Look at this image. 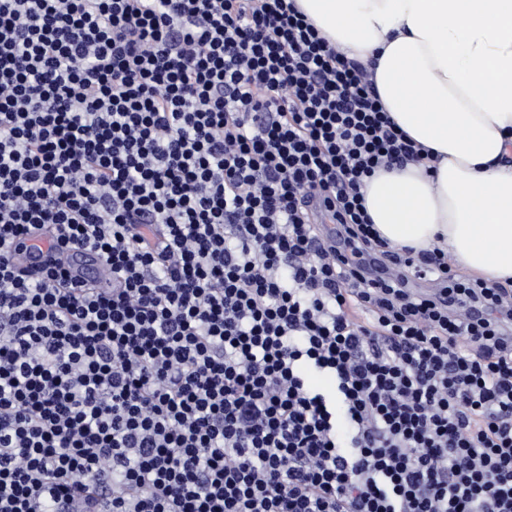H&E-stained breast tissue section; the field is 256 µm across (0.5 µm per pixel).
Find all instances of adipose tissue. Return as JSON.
Segmentation results:
<instances>
[{"label":"adipose tissue","mask_w":512,"mask_h":512,"mask_svg":"<svg viewBox=\"0 0 512 512\" xmlns=\"http://www.w3.org/2000/svg\"><path fill=\"white\" fill-rule=\"evenodd\" d=\"M373 73L384 110L435 168L381 169L361 189L389 246L447 249L512 285V0H295Z\"/></svg>","instance_id":"ef3b65f1"}]
</instances>
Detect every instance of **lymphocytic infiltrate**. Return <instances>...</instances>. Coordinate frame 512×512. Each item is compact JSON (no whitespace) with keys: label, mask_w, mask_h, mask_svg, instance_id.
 Returning a JSON list of instances; mask_svg holds the SVG:
<instances>
[{"label":"lymphocytic infiltrate","mask_w":512,"mask_h":512,"mask_svg":"<svg viewBox=\"0 0 512 512\" xmlns=\"http://www.w3.org/2000/svg\"><path fill=\"white\" fill-rule=\"evenodd\" d=\"M426 158L294 0H0V512H512V297L360 195Z\"/></svg>","instance_id":"lymphocytic-infiltrate-1"}]
</instances>
